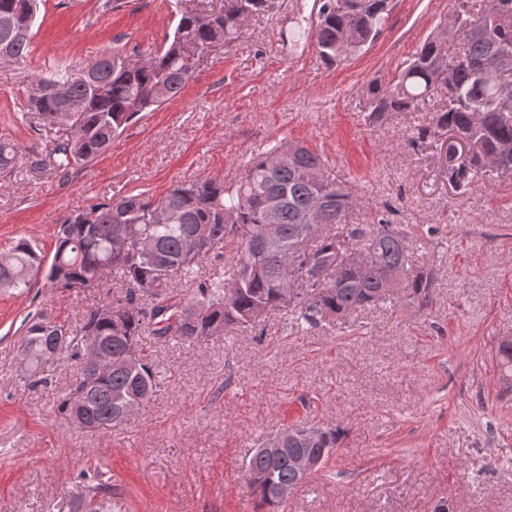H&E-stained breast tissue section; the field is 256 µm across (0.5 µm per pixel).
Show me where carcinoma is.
<instances>
[{
  "mask_svg": "<svg viewBox=\"0 0 512 512\" xmlns=\"http://www.w3.org/2000/svg\"><path fill=\"white\" fill-rule=\"evenodd\" d=\"M173 38L159 51L130 61L114 50L90 67L91 81H80L67 67L50 78L34 79L27 111L44 127L58 125L67 107L80 124L59 140L44 159L65 171L99 157L112 139L141 112L153 111L180 95L194 79L185 64V39L199 54L215 43L229 45L242 33L245 13L259 15L270 0H223L206 11L195 0H182ZM451 20L437 26L412 58L388 82L370 81L363 110L372 125H383L399 112H425L428 119L413 133L411 144L456 137L467 155L448 164V181L466 193L480 180L512 170V0H456ZM390 0H324L314 32L317 57L332 65L371 45L389 18ZM37 0H0V47L3 61H22L30 53ZM22 160L18 146L0 138V174L12 173ZM358 196L353 182L328 169L322 157L297 143H275L252 153L230 181L200 177L172 186L161 197L143 192L94 204L71 217L58 231L51 262L26 240L18 241L0 264V289L20 293L43 274L51 287L77 291L112 278L103 302L68 333L58 357L85 366L93 342L101 340L124 364L88 380L78 370L63 392L57 412L79 428L110 424L120 432L127 405L148 402L157 372L145 349L146 336L160 342L177 337L203 345L228 327L256 326L260 317L288 310L310 326L332 325L366 306L405 296L429 299L433 271L409 266V241L390 229L388 219L366 231L347 224ZM346 236L369 256L364 265L336 267V236ZM235 247L224 272L202 275V263L221 259ZM300 278L299 298L282 304L289 275ZM183 287L172 297L166 289ZM318 288L327 292L314 297ZM37 318L26 328L21 345L29 360L27 379L46 386L45 328ZM497 367L512 385V342L496 350ZM345 430L318 428L317 441L300 439L288 449H254L246 463L249 486L263 512H282L278 489L300 483L292 463L311 454L328 463ZM81 501L88 512L112 508V486L101 478L84 486Z\"/></svg>",
  "mask_w": 512,
  "mask_h": 512,
  "instance_id": "cac0c4a2",
  "label": "carcinoma"
}]
</instances>
